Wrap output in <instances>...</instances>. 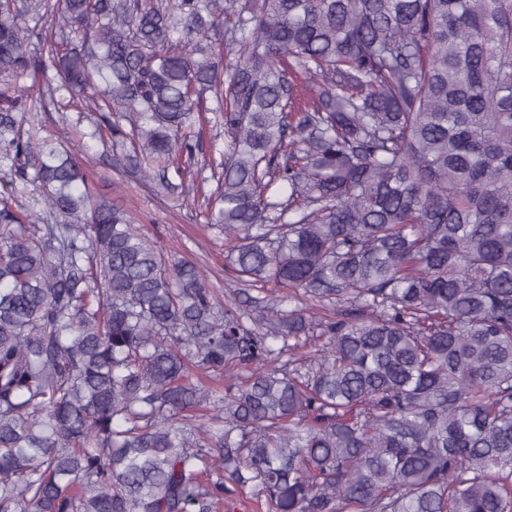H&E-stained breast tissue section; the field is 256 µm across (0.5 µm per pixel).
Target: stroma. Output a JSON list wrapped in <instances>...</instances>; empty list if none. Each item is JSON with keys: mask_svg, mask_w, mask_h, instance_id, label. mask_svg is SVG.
<instances>
[{"mask_svg": "<svg viewBox=\"0 0 512 512\" xmlns=\"http://www.w3.org/2000/svg\"><path fill=\"white\" fill-rule=\"evenodd\" d=\"M75 111L57 112L54 106L35 113L34 132L51 134L71 145L88 140L101 113H87L76 121ZM224 150V127L215 124L205 134L202 149L192 162L185 183L165 185L160 179L143 178L125 151L112 146H96L88 165L93 193L129 214L141 232L168 253L172 261H190L203 267L208 282L216 290L218 301L234 298L242 310H249L252 301L269 302L280 298L277 286L259 293L237 288L232 281L226 260L228 245L223 232L208 227L204 193L213 192L216 183L209 168L211 159Z\"/></svg>", "mask_w": 512, "mask_h": 512, "instance_id": "35a3bbf8", "label": "stroma"}]
</instances>
